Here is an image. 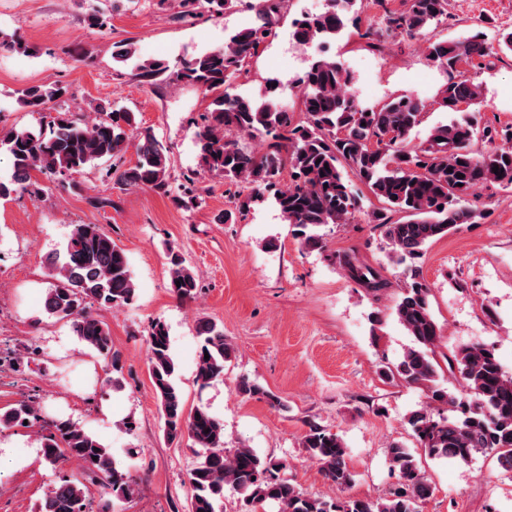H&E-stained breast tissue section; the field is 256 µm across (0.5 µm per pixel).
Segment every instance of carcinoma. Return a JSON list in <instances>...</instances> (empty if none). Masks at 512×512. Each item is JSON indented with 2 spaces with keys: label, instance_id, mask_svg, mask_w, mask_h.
<instances>
[{
  "label": "carcinoma",
  "instance_id": "carcinoma-1",
  "mask_svg": "<svg viewBox=\"0 0 512 512\" xmlns=\"http://www.w3.org/2000/svg\"><path fill=\"white\" fill-rule=\"evenodd\" d=\"M285 0H258L260 24L238 30L224 46L181 59H143L137 63L141 77L164 78L179 85L200 88L212 95L196 133L202 170L222 176L248 190L242 207L271 202L284 220L301 233L305 245L322 244L318 229L328 224H351L364 209L367 197L354 190L349 176L364 185L371 196L407 214L393 222L382 211L372 217L383 228L388 257L397 264L410 263V281L400 288L393 307L397 322L412 338L397 363L382 376L424 390L425 404L410 412L407 425L413 439L433 459L467 463L478 453L493 452L505 472H512V375L503 370L493 350L480 343L460 348L438 361L440 329L430 305V288L416 262L425 246L460 224H475L483 215L473 208L479 189L489 183L512 185V127L502 130L506 147L480 148L493 140L492 130L480 125L482 85L458 70L461 62L485 59L500 51L512 52V32L494 41L476 33L462 40L433 38L431 29L448 14V0H401L403 9L386 11L385 26L364 36L427 40V60L447 75L440 89L439 106L448 112L470 107L469 115L431 128L427 138L411 147L409 139L422 122L425 105L412 96L393 98L380 107L362 105L354 91V76L334 56L313 60L293 80L299 112L281 106L282 85L267 80L265 94L244 96L232 80L247 72L261 44L273 35ZM355 0H326L325 8L293 20V38L300 45L326 42L345 27L348 7ZM0 51L30 55L21 37L0 39ZM65 90L50 82L21 90L18 103L30 112H44ZM272 136L264 149L244 142ZM135 147L136 162L116 176L122 186L170 192L169 151L135 113L99 107L93 117L78 118L67 112L50 117L46 127L11 130L0 135V151L7 153L11 175L0 180V198L14 192L37 193L33 173L65 175L122 157ZM241 169H236V166ZM498 171H492L493 167ZM289 171L288 187L279 186ZM53 283L47 289L45 312L70 323L73 332L107 368H118L112 336L106 324L88 311V305L118 307L132 301L136 291L129 260L97 224H76L64 248L47 259ZM342 264L348 276L367 291L380 293L391 287L381 272L357 263L347 255ZM170 293L180 301L195 298V272L179 253H168ZM195 380L200 389L224 377L234 349L224 330L201 320ZM149 372L159 403L163 434L170 444L191 441L197 456L189 471L191 497L188 512H222L224 491L241 496L244 512L274 506L278 512H417V503L430 497L433 486L412 451L399 443L387 454L397 483L382 501L313 498L303 494L292 479L285 460L263 459L252 449L224 448V423L204 406L186 410L176 382V363L169 331L160 320L152 324L148 339ZM458 373L462 392L454 395L441 384L444 372ZM236 391L255 399H273L260 383L241 379ZM444 405L460 416H435L433 407ZM39 421L38 407L22 401L0 412V429ZM52 431L39 436L42 460L54 466L74 460L86 467L85 475L51 484L39 512H85L89 489L86 478L97 481L104 493L119 500L134 496L135 487L120 463L100 439L70 417L51 422ZM302 447L317 460L325 476L338 489L356 480L347 462L343 439L311 423Z\"/></svg>",
  "mask_w": 512,
  "mask_h": 512
}]
</instances>
